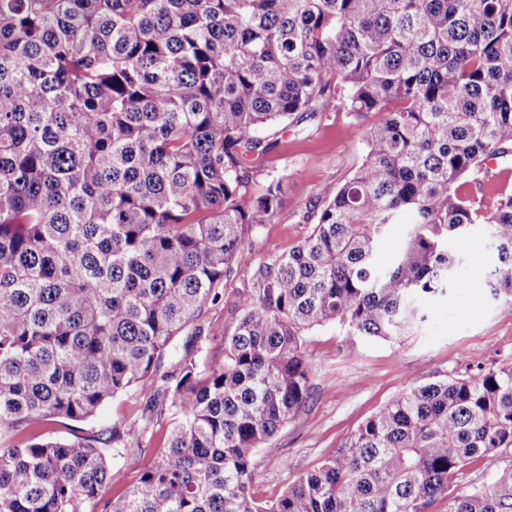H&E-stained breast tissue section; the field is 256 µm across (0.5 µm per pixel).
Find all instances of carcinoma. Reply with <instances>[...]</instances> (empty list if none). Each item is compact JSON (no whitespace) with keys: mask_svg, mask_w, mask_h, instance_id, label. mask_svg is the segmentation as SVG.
Listing matches in <instances>:
<instances>
[{"mask_svg":"<svg viewBox=\"0 0 512 512\" xmlns=\"http://www.w3.org/2000/svg\"><path fill=\"white\" fill-rule=\"evenodd\" d=\"M341 95L362 164L327 185L288 254L258 263L224 359L185 349L286 177L252 186L260 133ZM512 0H0V512H512V361L473 357L395 394L336 454L255 499L253 452L307 403L305 332L403 341L480 225L512 300ZM403 251L377 261L386 226ZM131 390L153 463L120 424L49 437ZM483 481L465 470L490 454ZM487 168L486 177L477 195L482 198L487 208H492L502 189L507 188L511 191L512 162L504 164L501 160L489 161Z\"/></svg>","mask_w":512,"mask_h":512,"instance_id":"1","label":"carcinoma"}]
</instances>
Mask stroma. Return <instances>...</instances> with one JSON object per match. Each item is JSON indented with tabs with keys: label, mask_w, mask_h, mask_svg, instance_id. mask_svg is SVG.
Returning a JSON list of instances; mask_svg holds the SVG:
<instances>
[{
	"label": "stroma",
	"mask_w": 512,
	"mask_h": 512,
	"mask_svg": "<svg viewBox=\"0 0 512 512\" xmlns=\"http://www.w3.org/2000/svg\"><path fill=\"white\" fill-rule=\"evenodd\" d=\"M365 120L355 119L339 102L298 125L269 130L274 150L260 162L258 179L286 176L283 205L273 223L247 239L234 273L218 301L206 303L176 349L193 344L196 360H218L224 335L240 316V302L250 288L258 262L287 253L306 236L320 189L344 183L364 154ZM464 260L444 294L426 302L423 330L401 342H387L328 325L313 329L305 342L311 396L294 419L254 456L256 498L280 494L302 474L333 456L340 445L392 396L438 368L464 366L472 355L485 360L512 357V301L493 299L489 273L493 254L480 229L459 246ZM144 400L129 391L106 404L93 418L61 420L47 433L57 438L75 432L109 430L120 423L139 433Z\"/></svg>",
	"instance_id": "35a3bbf8"
}]
</instances>
